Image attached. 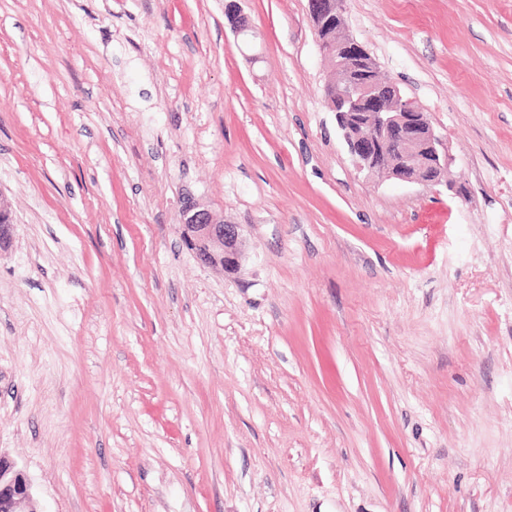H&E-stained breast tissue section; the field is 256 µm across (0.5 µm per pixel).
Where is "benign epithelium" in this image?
<instances>
[{
	"instance_id": "obj_1",
	"label": "benign epithelium",
	"mask_w": 512,
	"mask_h": 512,
	"mask_svg": "<svg viewBox=\"0 0 512 512\" xmlns=\"http://www.w3.org/2000/svg\"><path fill=\"white\" fill-rule=\"evenodd\" d=\"M318 47L336 81L326 93L328 109L355 167L403 182L440 185L448 182L451 158L426 113L401 88L375 80L376 63L348 34L344 0H309ZM13 214L0 191V252L13 242ZM182 228L196 258L226 271L239 266L241 225L193 201L182 210ZM0 512H41L26 474L0 455Z\"/></svg>"
}]
</instances>
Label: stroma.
<instances>
[{"label":"stroma","instance_id":"1","mask_svg":"<svg viewBox=\"0 0 512 512\" xmlns=\"http://www.w3.org/2000/svg\"><path fill=\"white\" fill-rule=\"evenodd\" d=\"M226 3L0 0V455L42 512H512V0L344 2L436 186L354 168L308 0ZM13 214L9 201L0 192V253L8 250L13 242ZM182 228L196 258L208 267L235 270L240 263L243 239L241 225L226 224L224 218L194 201L182 210Z\"/></svg>","mask_w":512,"mask_h":512}]
</instances>
